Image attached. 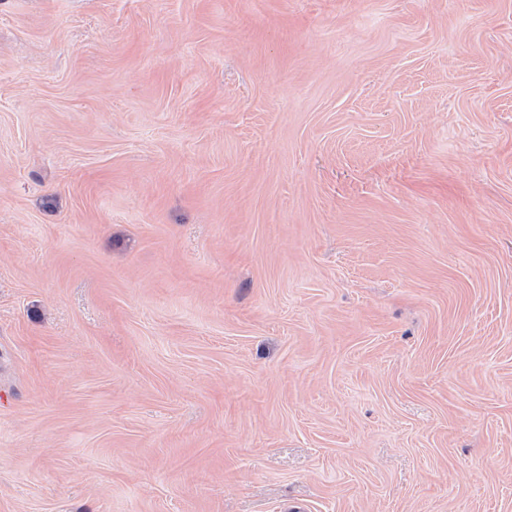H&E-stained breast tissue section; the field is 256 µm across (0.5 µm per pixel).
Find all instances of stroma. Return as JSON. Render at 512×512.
<instances>
[{"label": "stroma", "instance_id": "35a3bbf8", "mask_svg": "<svg viewBox=\"0 0 512 512\" xmlns=\"http://www.w3.org/2000/svg\"><path fill=\"white\" fill-rule=\"evenodd\" d=\"M512 512V0H0V512Z\"/></svg>", "mask_w": 512, "mask_h": 512}]
</instances>
